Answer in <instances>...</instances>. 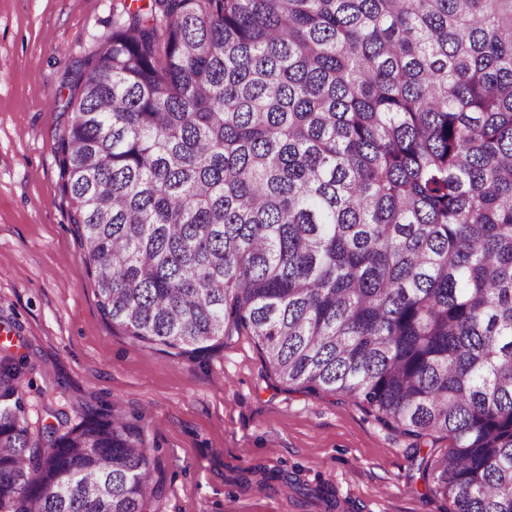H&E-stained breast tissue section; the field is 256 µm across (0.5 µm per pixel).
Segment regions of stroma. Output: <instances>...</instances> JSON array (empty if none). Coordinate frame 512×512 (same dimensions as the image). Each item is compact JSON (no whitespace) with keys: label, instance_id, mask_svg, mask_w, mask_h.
Wrapping results in <instances>:
<instances>
[{"label":"stroma","instance_id":"obj_1","mask_svg":"<svg viewBox=\"0 0 512 512\" xmlns=\"http://www.w3.org/2000/svg\"><path fill=\"white\" fill-rule=\"evenodd\" d=\"M120 0H0V351L27 358L30 420L50 406L138 420L158 459L156 512H450L428 492L412 438L359 402L279 381L254 336L195 357L128 336L99 309L61 189L55 137L67 84L112 32ZM275 474L266 488L255 481Z\"/></svg>","mask_w":512,"mask_h":512}]
</instances>
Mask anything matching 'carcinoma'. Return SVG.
<instances>
[{"instance_id":"1","label":"carcinoma","mask_w":512,"mask_h":512,"mask_svg":"<svg viewBox=\"0 0 512 512\" xmlns=\"http://www.w3.org/2000/svg\"><path fill=\"white\" fill-rule=\"evenodd\" d=\"M55 155L102 315L416 441L450 512H512V0H148L74 73ZM0 357V512H151L108 410L31 432Z\"/></svg>"}]
</instances>
